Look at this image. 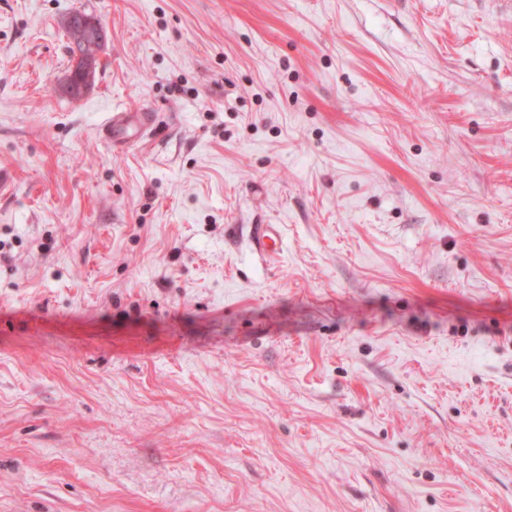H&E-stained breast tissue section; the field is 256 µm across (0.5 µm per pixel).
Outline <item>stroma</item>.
Segmentation results:
<instances>
[{"mask_svg":"<svg viewBox=\"0 0 512 512\" xmlns=\"http://www.w3.org/2000/svg\"><path fill=\"white\" fill-rule=\"evenodd\" d=\"M0 169V512H512V0H0ZM83 16H88L83 11H73L70 13L68 18L64 21V29L66 36L68 38L67 42V48L70 54L71 59H75L76 66L79 67L78 71L82 75V79L77 78V76L74 77L75 82L73 81V76L71 77L69 88H71L74 92H84L86 91L92 82V76L93 71L95 69V60L97 59V56L90 55L86 53L85 51H81L77 43L73 44L74 48V56H73V50L71 48V39L74 35V29L79 28V22L82 19L81 26L79 28V34L82 35V38L80 39L83 45H85V39L88 38H94L96 41L99 37H102L103 33V26L100 23V21L93 17H86L83 18ZM154 112H113L100 128V135L109 146L120 151L134 139L154 129ZM254 250L267 262H274L284 251L283 237L279 225L256 224L251 232Z\"/></svg>","mask_w":512,"mask_h":512,"instance_id":"1","label":"stroma"}]
</instances>
